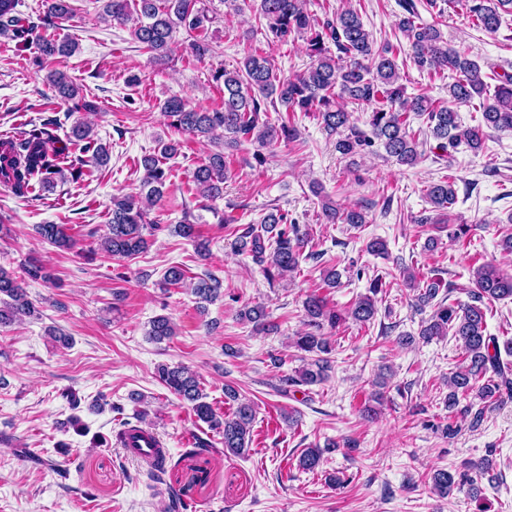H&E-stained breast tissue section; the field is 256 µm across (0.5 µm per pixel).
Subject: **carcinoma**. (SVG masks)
I'll return each mask as SVG.
<instances>
[{"mask_svg":"<svg viewBox=\"0 0 512 512\" xmlns=\"http://www.w3.org/2000/svg\"><path fill=\"white\" fill-rule=\"evenodd\" d=\"M47 15L54 19H67L72 13L70 0H46ZM406 15L399 19L398 27L408 39L412 58L422 71H452L458 78L450 84L449 99L438 100L421 93L406 96L400 84V73L394 46L388 42L376 45L365 28L359 12L347 7L335 17L320 21L311 15L304 0H259L257 11L265 23L266 38L272 43L286 44L301 39L306 53L312 59L309 69L294 78L281 79L274 73L266 56L251 53L233 70L214 72L213 81L224 86L223 107L209 111L193 108L183 99L172 97L161 106L171 118L177 131L202 139H210L222 130L226 142L237 144L242 139H256L261 143L298 138L297 126L283 121L275 124L269 117L270 109L282 107L287 112H316L327 131L336 134V151L354 157L381 141L387 155L398 163L414 166L421 158L419 142L410 128V115L426 120L430 135L438 141V148L446 151L461 145L477 153L485 142L484 129L512 131V74H500L495 68L482 72L478 62L464 52L448 47L438 23L417 22L418 14L413 0H405ZM469 13L478 29L487 33L498 32L502 14L512 13V0H467ZM104 16L124 24L133 21L130 35L134 41L153 53L158 62H165L173 52V39L183 29L187 52L197 60L212 55L215 46L208 40L209 27L216 22L204 0H107ZM35 25L17 10V0H0V35L17 42L24 48L35 44L40 61L67 57L76 51V45L59 41L51 36H34ZM336 47V55L328 54L329 45ZM497 81L494 95L483 99L488 88L487 79ZM51 86L65 101L72 103L70 111H90L94 105L80 96V88L66 74L52 71L48 76ZM480 99L481 121L465 127L460 122L456 105ZM376 103L370 115L372 136L368 137L350 124L348 105ZM59 121L55 117L43 120L26 130L0 140V161L9 157L8 167L0 165V183L23 197L32 193L37 184H50L56 176L71 171L72 178L89 176L86 159L96 166L108 161V150L91 136L92 128L76 123L66 140L55 134ZM180 143L161 145V156L178 152ZM159 156V157H161ZM159 157L145 155L140 160L144 170L142 191L112 199L107 231L100 241L101 249L113 257H131L143 252L148 241L143 230L148 224V211L164 196L167 173ZM229 167L224 152H214L207 162L193 173V184L204 198L216 199L224 193V182ZM427 197L436 210L451 207L456 200L454 183L443 180L428 185ZM322 214L329 224H350L362 227L368 223L364 209L352 207L343 212L328 202L322 204ZM40 237L60 249L74 247L77 240L67 233L63 224H39ZM307 232L288 221L285 214L276 211L265 214L260 226L253 224L242 229L231 242V248L249 254L265 265L266 271L276 270L282 276L298 269L304 259L315 258L303 254ZM405 283L417 290L420 308L434 305V311L420 330L430 340L453 331L462 350V365L448 377V407L459 404L471 393L481 400L499 398L503 391L512 393V365L503 362L501 350L512 355V339L499 343L496 336L486 332L488 302L512 299V274L500 271L490 263L477 266L471 279V302L457 306L442 302L433 304L442 281L437 278L419 279L414 271L402 268ZM193 292L203 303L212 304L224 296L222 280L206 274L193 286ZM307 325L311 330L294 340L298 349L317 354V358L301 369L295 377L284 379L292 385H314L325 378L329 368L326 355L331 353L329 342L321 335L324 325L335 327L345 318L366 325L377 314L376 303L370 296L355 301L342 316L328 307L325 298L312 293L303 303ZM38 314L36 304L29 298L21 278L0 267V324L21 321ZM147 335L156 342L176 336V326L165 315L150 321ZM161 383L191 406L194 416L208 428L222 436L224 453L242 456L248 451L256 409L252 402L239 399L232 388L224 395L236 402L232 415H217L205 401V394L193 372L177 365H161L157 369ZM324 449L307 448L299 456V467L314 471L322 463ZM455 474L446 469L433 473V490L446 495L455 486ZM170 512L187 509L186 491L172 485L167 487Z\"/></svg>","mask_w":512,"mask_h":512,"instance_id":"obj_1","label":"carcinoma"}]
</instances>
